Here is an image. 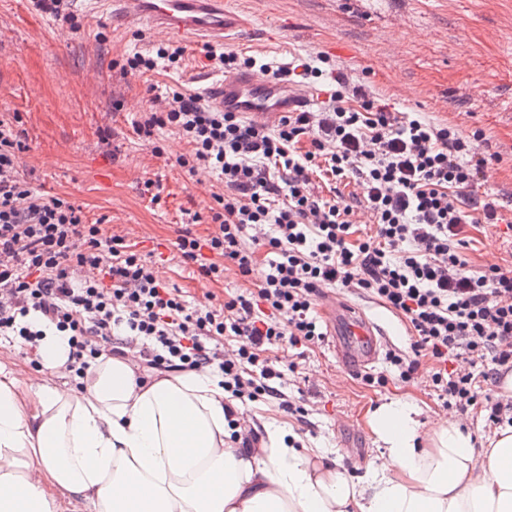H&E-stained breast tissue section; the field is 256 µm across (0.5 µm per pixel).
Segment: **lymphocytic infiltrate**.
Listing matches in <instances>:
<instances>
[{
	"label": "lymphocytic infiltrate",
	"instance_id": "f902f5d3",
	"mask_svg": "<svg viewBox=\"0 0 512 512\" xmlns=\"http://www.w3.org/2000/svg\"><path fill=\"white\" fill-rule=\"evenodd\" d=\"M331 76L336 87L321 110L288 113L272 127L179 90L153 97L136 123L148 142L174 129L191 147L179 165L224 182L212 233L178 235L183 263L217 281L230 267L249 277L259 250L272 255L253 291L201 307L159 279L125 237L85 223L67 198L37 195L18 170L20 134L0 119V337L29 349L47 333L63 337L66 368L79 377L101 350L122 358L134 346L140 370H208L232 399L274 400L299 415L269 353L321 344L317 296L354 287L409 324L412 356H388L400 379L428 357L444 405L478 406L490 423L512 425V396L495 390L512 371V270L469 269L465 254L468 210L488 224L502 219L495 201L474 193L488 164L482 132L395 110L341 70ZM305 139L310 149H301ZM316 177L357 185L373 231L338 197L315 193ZM459 358L473 370H449Z\"/></svg>",
	"mask_w": 512,
	"mask_h": 512
}]
</instances>
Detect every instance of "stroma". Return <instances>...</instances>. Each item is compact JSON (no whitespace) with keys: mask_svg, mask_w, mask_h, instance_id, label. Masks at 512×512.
<instances>
[{"mask_svg":"<svg viewBox=\"0 0 512 512\" xmlns=\"http://www.w3.org/2000/svg\"><path fill=\"white\" fill-rule=\"evenodd\" d=\"M244 20L224 43L182 39L181 66L145 74L123 72L129 56L149 54L161 34L126 17L100 12L95 0H69L74 23L36 10L31 0H0V116L16 120L26 145L19 171L41 195L64 196L86 222L120 235L152 255L159 276L192 304L208 295L224 301L254 289L270 260L259 251L249 278L226 271L213 282L196 265L182 263L175 242L181 230L207 237L214 229V174L189 175L177 160L190 147L175 131L158 130L156 145L139 139L134 125L154 94L180 88L206 94L224 71L208 51L255 57L276 70L317 55L344 69L355 83L402 112L435 123L481 131L493 159L480 179L479 196L512 212V0H231ZM471 268L512 270V236L503 226L469 227ZM339 296L362 305L389 334V349L410 351L401 316L365 293ZM285 370L284 390L304 406L305 417L274 403L250 402L246 416L257 434L267 425L290 428L313 448H334L344 467L361 473L377 452L369 421L383 404L417 407L424 421L444 414L422 360L414 379L398 381L387 358L374 365L382 387L343 370L327 345L309 350L289 371L288 346L270 353Z\"/></svg>","mask_w":512,"mask_h":512,"instance_id":"1","label":"stroma"}]
</instances>
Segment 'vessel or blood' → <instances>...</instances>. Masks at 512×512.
<instances>
[{
    "label": "vessel or blood",
    "mask_w": 512,
    "mask_h": 512,
    "mask_svg": "<svg viewBox=\"0 0 512 512\" xmlns=\"http://www.w3.org/2000/svg\"><path fill=\"white\" fill-rule=\"evenodd\" d=\"M99 4L113 13L142 19L152 30L172 39L197 37L220 42L225 32L243 25L227 0H99ZM209 99L219 110L270 124L317 102L308 91L251 72L227 76L213 84ZM322 308L329 319L331 345L345 368L358 371L379 361L387 345L383 326L340 297L323 301Z\"/></svg>",
    "instance_id": "1"
}]
</instances>
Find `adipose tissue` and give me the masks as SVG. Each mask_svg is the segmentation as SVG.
<instances>
[{"label": "adipose tissue", "mask_w": 512, "mask_h": 512, "mask_svg": "<svg viewBox=\"0 0 512 512\" xmlns=\"http://www.w3.org/2000/svg\"><path fill=\"white\" fill-rule=\"evenodd\" d=\"M38 354L26 386L0 364V512H60L65 497L94 512H512V427L479 449L458 419L428 425L394 400L356 479L281 427L238 447L209 373L139 383L132 359L104 352L71 388L62 338Z\"/></svg>", "instance_id": "ef3b65f1"}]
</instances>
